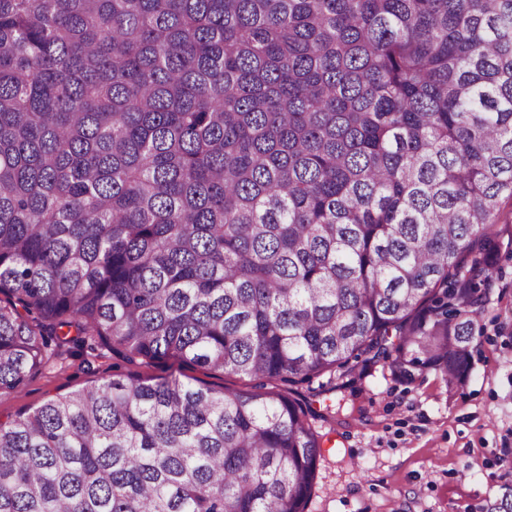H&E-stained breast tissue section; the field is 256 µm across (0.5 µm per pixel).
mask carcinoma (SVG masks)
<instances>
[{
    "instance_id": "cac0c4a2",
    "label": "carcinoma",
    "mask_w": 512,
    "mask_h": 512,
    "mask_svg": "<svg viewBox=\"0 0 512 512\" xmlns=\"http://www.w3.org/2000/svg\"><path fill=\"white\" fill-rule=\"evenodd\" d=\"M512 223V0H0V512H306L278 383L463 382ZM482 512H512V488ZM131 373L158 375L162 371L146 364L132 365L104 348L95 351L72 349L31 374L18 391L0 398V420L8 422L19 413L34 410L51 397ZM168 364L171 366L169 371H176L177 373L181 371L193 383L198 384L201 382L216 390H223L224 387L234 390H248L253 384L248 378L235 374L214 372L201 368H185L180 370L177 363L169 361Z\"/></svg>"
}]
</instances>
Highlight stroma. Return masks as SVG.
<instances>
[{"mask_svg": "<svg viewBox=\"0 0 512 512\" xmlns=\"http://www.w3.org/2000/svg\"><path fill=\"white\" fill-rule=\"evenodd\" d=\"M468 379L408 383L377 362L363 373L284 385L321 436L307 512H481L512 486V255L493 269ZM157 374L107 349L72 350L0 398L7 422L51 397L131 373Z\"/></svg>", "mask_w": 512, "mask_h": 512, "instance_id": "35a3bbf8", "label": "stroma"}]
</instances>
